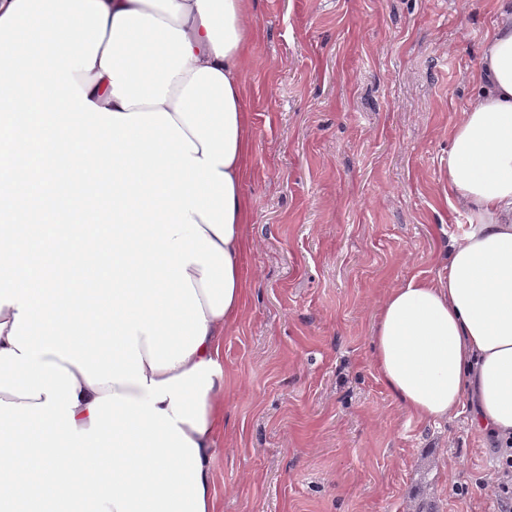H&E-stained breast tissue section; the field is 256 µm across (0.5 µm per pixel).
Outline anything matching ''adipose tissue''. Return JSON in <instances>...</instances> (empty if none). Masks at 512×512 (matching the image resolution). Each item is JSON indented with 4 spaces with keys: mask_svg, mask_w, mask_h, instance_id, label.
<instances>
[{
    "mask_svg": "<svg viewBox=\"0 0 512 512\" xmlns=\"http://www.w3.org/2000/svg\"><path fill=\"white\" fill-rule=\"evenodd\" d=\"M455 127L469 224L384 298L380 382L512 437V0ZM248 0H0V512H216L247 303Z\"/></svg>",
    "mask_w": 512,
    "mask_h": 512,
    "instance_id": "adipose-tissue-1",
    "label": "adipose tissue"
}]
</instances>
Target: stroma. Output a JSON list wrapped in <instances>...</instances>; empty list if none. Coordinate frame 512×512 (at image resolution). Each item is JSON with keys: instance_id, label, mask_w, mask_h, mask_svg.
<instances>
[{"instance_id": "stroma-1", "label": "stroma", "mask_w": 512, "mask_h": 512, "mask_svg": "<svg viewBox=\"0 0 512 512\" xmlns=\"http://www.w3.org/2000/svg\"><path fill=\"white\" fill-rule=\"evenodd\" d=\"M493 0H250V296L224 333L218 512H498L467 414L424 425L382 385L387 292L436 274L466 216L451 134Z\"/></svg>"}]
</instances>
